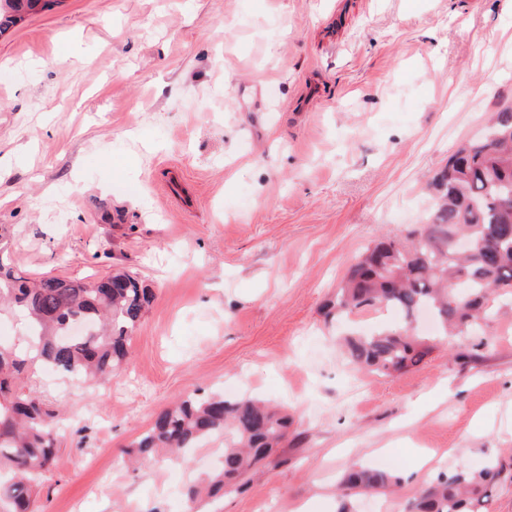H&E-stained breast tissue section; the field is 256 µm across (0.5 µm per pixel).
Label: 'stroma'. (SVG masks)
Listing matches in <instances>:
<instances>
[{"mask_svg": "<svg viewBox=\"0 0 512 512\" xmlns=\"http://www.w3.org/2000/svg\"><path fill=\"white\" fill-rule=\"evenodd\" d=\"M512 103V0H60L0 35V225L27 277L137 274L152 292L111 381L35 367L63 419L41 512H336L353 464L399 492L497 460L512 512V301L423 367L356 372L337 340L399 325L325 317L347 267L432 208L428 179ZM294 418L244 487L189 503L206 451L123 466L196 391ZM436 451L420 475L421 453Z\"/></svg>", "mask_w": 512, "mask_h": 512, "instance_id": "1", "label": "stroma"}]
</instances>
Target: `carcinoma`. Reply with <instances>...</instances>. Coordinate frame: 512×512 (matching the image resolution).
I'll return each instance as SVG.
<instances>
[{"mask_svg":"<svg viewBox=\"0 0 512 512\" xmlns=\"http://www.w3.org/2000/svg\"><path fill=\"white\" fill-rule=\"evenodd\" d=\"M56 0H0V32ZM434 207L401 240L383 236L344 274L331 309L336 318L385 307L401 315L381 328L343 339L355 368L392 374L418 367L431 346L411 328L425 309L443 332L468 336L495 315L492 303L512 297V106L491 113L484 135L462 142L433 176ZM149 292L132 272L87 281L29 280L0 258V306L27 319L36 357L83 382L105 383L128 357V331L141 320ZM27 360L0 344V512H34L39 478L56 462L55 413L40 397L14 390ZM291 419L259 400L190 395L163 409L135 445L148 457L168 448L182 459L204 441L224 437L219 468L186 497L218 493L224 481L248 476L288 436ZM502 469L444 471L408 503L407 512H489ZM401 484L393 473L353 468L342 497Z\"/></svg>","mask_w":512,"mask_h":512,"instance_id":"carcinoma-1","label":"carcinoma"}]
</instances>
